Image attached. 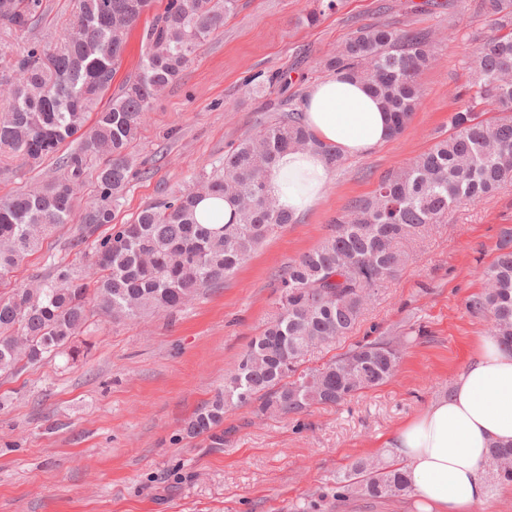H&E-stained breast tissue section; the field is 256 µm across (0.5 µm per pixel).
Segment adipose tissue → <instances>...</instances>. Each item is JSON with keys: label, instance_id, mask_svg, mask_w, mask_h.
Masks as SVG:
<instances>
[{"label": "adipose tissue", "instance_id": "obj_1", "mask_svg": "<svg viewBox=\"0 0 512 512\" xmlns=\"http://www.w3.org/2000/svg\"><path fill=\"white\" fill-rule=\"evenodd\" d=\"M303 113L321 142L349 157L389 137L388 113L357 81L330 76L315 83ZM329 180L326 159L312 150L286 152L264 174L279 206L298 215L315 206ZM496 443H512V352L484 336L448 393L400 426L386 446L406 473L419 512H478L489 491L484 462Z\"/></svg>", "mask_w": 512, "mask_h": 512}]
</instances>
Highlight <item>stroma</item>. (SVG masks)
Masks as SVG:
<instances>
[{
    "mask_svg": "<svg viewBox=\"0 0 512 512\" xmlns=\"http://www.w3.org/2000/svg\"><path fill=\"white\" fill-rule=\"evenodd\" d=\"M319 0H238L224 26L158 99L132 150L137 171L114 210L130 222L144 206L191 186L225 151L303 102L326 78L322 63L357 28L389 23L431 36L435 60L408 128L331 170L321 200L270 235L223 284L170 316L112 320L95 310L77 340L85 356L59 355L0 376V512H414L409 496L337 499L336 482L360 458L388 463L386 436L447 391L487 318L466 307L483 289L481 270L512 226V183L467 202L406 243L408 260L383 281L352 332L311 348L315 368L364 337H400L394 375L336 406L287 418L229 407L224 445L182 432L237 370L251 339L278 308L277 278L322 244L337 215L370 196L380 178L447 137L458 90L474 79L473 54L490 35L482 0H338L315 23ZM37 26L0 34L7 56L68 33L74 0H43ZM70 223L47 237L0 289L47 275L51 263L84 266L90 244L70 247ZM415 341H407L408 332Z\"/></svg>",
    "mask_w": 512,
    "mask_h": 512,
    "instance_id": "1",
    "label": "stroma"
}]
</instances>
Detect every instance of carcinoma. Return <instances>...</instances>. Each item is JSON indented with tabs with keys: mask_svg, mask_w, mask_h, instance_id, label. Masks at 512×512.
<instances>
[{
	"mask_svg": "<svg viewBox=\"0 0 512 512\" xmlns=\"http://www.w3.org/2000/svg\"><path fill=\"white\" fill-rule=\"evenodd\" d=\"M153 0H75L65 40L52 48L31 46L6 61L0 86L8 106L0 112V164L31 167L55 161L57 176L44 187L0 198V277L18 267L53 230L71 222L79 192L95 188L76 244L92 246L89 270L58 261L35 288L0 295V373L18 372L72 351L92 302L112 319L179 311L205 288L224 283L273 231L295 221L265 190L264 172L286 150L312 148L329 166L340 151L317 140L303 109L288 103L281 118L224 154L221 167L198 175L192 187L144 206L128 224L112 226V207L135 176L129 150L153 101L187 68L196 49L224 26L237 0H167L144 30L138 72L97 110L111 87L129 30ZM495 35L477 49L475 80L456 93L467 99L448 123L453 133L408 168L384 175L373 194L356 199L336 218L331 233L278 275L280 313L255 336L224 390L184 424L189 438L224 447V413L232 405L288 417L313 405L340 403L385 383L398 351L390 338L358 343L319 368L299 371L314 345L347 335L365 305L408 254L400 244L438 224L448 210L494 194L512 181V0H484ZM43 0H0V27L31 30ZM428 34L391 24L356 29L325 61L336 76L367 85L390 114L391 135L411 120L420 98L419 75L430 65ZM483 105L500 113L481 120ZM94 115L90 132L64 152L67 139ZM205 197L228 198L235 224H202L197 205ZM484 289L467 301L470 312L490 319V335L512 351V228L501 232L496 259L483 268ZM498 483L512 482V444L493 445L485 462ZM338 497L356 493L384 500L413 492L401 468L356 461L340 480Z\"/></svg>",
	"mask_w": 512,
	"mask_h": 512,
	"instance_id": "1",
	"label": "carcinoma"
}]
</instances>
